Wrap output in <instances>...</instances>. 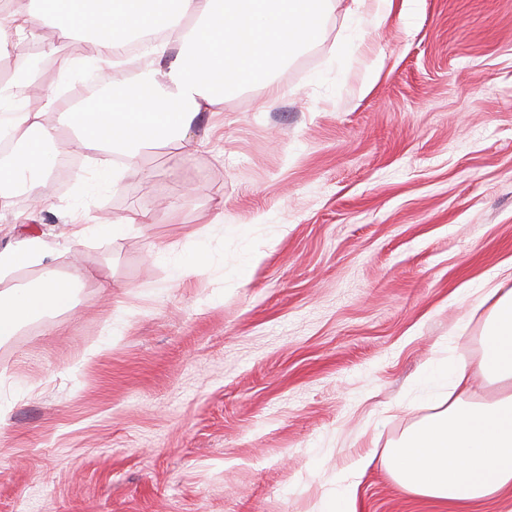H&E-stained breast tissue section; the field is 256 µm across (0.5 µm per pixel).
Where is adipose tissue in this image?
Here are the masks:
<instances>
[{
	"label": "adipose tissue",
	"mask_w": 512,
	"mask_h": 512,
	"mask_svg": "<svg viewBox=\"0 0 512 512\" xmlns=\"http://www.w3.org/2000/svg\"><path fill=\"white\" fill-rule=\"evenodd\" d=\"M30 8L0 13V68L9 61L3 37L33 20H54L60 37L81 36L90 60L111 64L122 56L128 36L157 28L176 30L174 43H161L159 55L173 54L163 80L133 82L112 74L119 94L92 106L59 113L48 122L44 111L29 110L0 121V199L15 187L40 198L41 177L54 166L73 133L92 152L108 150L133 163L141 150L170 142L181 153L195 151L191 129L202 109L223 103L226 94L265 81L269 72L297 48L318 36L335 0H32ZM138 212L110 224L75 226L69 236L47 240L22 232L0 250V339L24 324L71 311L75 290L88 278L80 244L92 236L108 242L150 223ZM37 275L26 286L20 271ZM478 305L489 312L476 364L426 366L423 380L446 382L435 411L403 432L382 451L357 458L339 477L334 497L322 512H355L356 480L373 463L389 473L405 493L440 501H476L512 487V288L482 289ZM494 387L482 397L474 377Z\"/></svg>",
	"instance_id": "obj_1"
}]
</instances>
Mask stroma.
Here are the masks:
<instances>
[{
    "mask_svg": "<svg viewBox=\"0 0 512 512\" xmlns=\"http://www.w3.org/2000/svg\"><path fill=\"white\" fill-rule=\"evenodd\" d=\"M197 126L115 188L77 148L40 211L0 209L4 238L152 216L82 245L72 311L0 340V512H317L422 417V365L479 355L474 293L512 263V0H393L360 33L337 5ZM196 231L213 259L174 280ZM356 509L512 512V489L444 504L375 465Z\"/></svg>",
    "mask_w": 512,
    "mask_h": 512,
    "instance_id": "stroma-1",
    "label": "stroma"
}]
</instances>
